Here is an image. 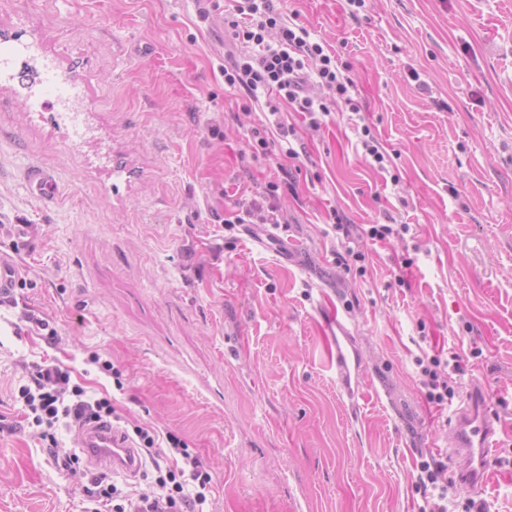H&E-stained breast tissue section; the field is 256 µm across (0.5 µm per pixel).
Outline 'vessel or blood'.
I'll return each instance as SVG.
<instances>
[{
  "label": "vessel or blood",
  "instance_id": "b4317fda",
  "mask_svg": "<svg viewBox=\"0 0 512 512\" xmlns=\"http://www.w3.org/2000/svg\"><path fill=\"white\" fill-rule=\"evenodd\" d=\"M331 331L336 342V381L350 404H357L365 380L361 358L342 319H334ZM452 437L449 451L458 473L459 488L467 494L482 492L487 476L484 463L498 446L497 428L489 413L480 385H473L451 418ZM78 446L88 461L96 466L126 475H136L142 468L128 440L115 428L94 426L80 430Z\"/></svg>",
  "mask_w": 512,
  "mask_h": 512
}]
</instances>
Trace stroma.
<instances>
[{"label": "stroma", "mask_w": 512, "mask_h": 512, "mask_svg": "<svg viewBox=\"0 0 512 512\" xmlns=\"http://www.w3.org/2000/svg\"><path fill=\"white\" fill-rule=\"evenodd\" d=\"M279 8L348 69L393 164L366 163L332 112L299 126L310 160L279 225L228 231L284 158L245 154L265 116L224 87L223 10L0 0L14 52L0 69V260L27 282L0 304V416L22 421V365L46 360L202 457L209 512H419L418 451L447 456L454 408L426 404L416 358L460 354L459 386L485 387L512 448V0ZM32 167L54 200L30 188ZM333 209L410 231L346 271ZM16 224L34 226L32 254L14 252ZM331 313L365 362L355 408L336 386ZM43 446L31 428L0 434V512H83V473Z\"/></svg>", "instance_id": "35a3bbf8"}]
</instances>
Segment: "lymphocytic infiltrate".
Returning a JSON list of instances; mask_svg holds the SVG:
<instances>
[{
    "label": "lymphocytic infiltrate",
    "instance_id": "1",
    "mask_svg": "<svg viewBox=\"0 0 512 512\" xmlns=\"http://www.w3.org/2000/svg\"><path fill=\"white\" fill-rule=\"evenodd\" d=\"M224 28L232 40L247 48L246 53L225 62L224 83L251 101L266 97L279 138L288 140L296 133L294 126L278 117L284 104L314 129L335 110L358 116L354 82L339 69L335 54L324 43L312 40L305 26L286 19L274 0H232L224 10ZM415 364L428 403L439 407L451 403L456 395L453 376L463 370L461 356L454 353L446 360L437 355L420 357ZM25 370L27 381L18 393L26 408V423L48 441L47 453L58 470L80 469V453L60 447L55 431L61 426L78 431L86 425L111 422L116 416L111 399L89 396L83 386L72 382L70 369L61 365L33 362ZM131 431L142 462L156 473L152 489L122 488L105 475L90 474L83 488L84 512H204L215 481L202 460L174 435L159 437L153 427L138 422L132 423ZM452 485L447 462L433 457L419 461L414 487L429 512H450L455 506L462 512H487L485 504L473 499L449 497Z\"/></svg>",
    "mask_w": 512,
    "mask_h": 512
}]
</instances>
